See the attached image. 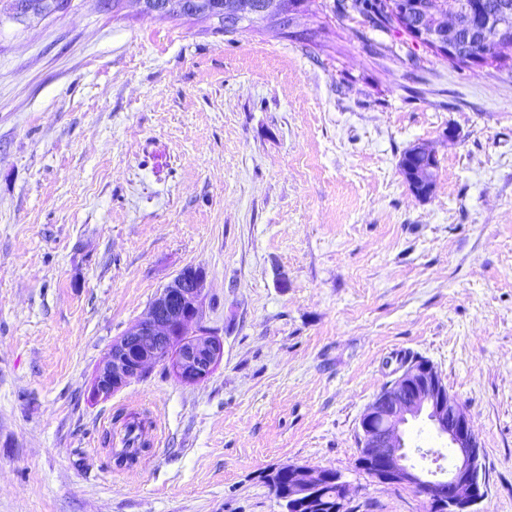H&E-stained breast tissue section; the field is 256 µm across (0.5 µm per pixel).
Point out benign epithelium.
I'll return each mask as SVG.
<instances>
[{
    "instance_id": "benign-epithelium-1",
    "label": "benign epithelium",
    "mask_w": 512,
    "mask_h": 512,
    "mask_svg": "<svg viewBox=\"0 0 512 512\" xmlns=\"http://www.w3.org/2000/svg\"><path fill=\"white\" fill-rule=\"evenodd\" d=\"M456 14L474 21L478 43L496 44L512 33V5L502 3L488 14L476 0H454ZM406 21L419 28L420 39L452 56L457 46V21H447L446 5L433 0L421 18ZM203 275H178L150 304L147 316L113 343L109 355L98 368L93 393L109 398L134 378L144 375L161 352L177 347L167 359L181 380L197 383L207 378L224 355L219 338L199 330L202 320ZM426 415L438 436L448 440L453 464L445 477L425 473L407 463L403 453L404 426ZM358 465L369 468L378 483L394 487L427 490L430 512H474L485 496L481 446L462 404L448 393L438 371L428 362H413L367 405L360 419ZM290 496L316 490L323 482H336L334 512H345L349 485L339 473L329 469L288 466Z\"/></svg>"
}]
</instances>
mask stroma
Listing matches in <instances>:
<instances>
[{"instance_id": "obj_1", "label": "stroma", "mask_w": 512, "mask_h": 512, "mask_svg": "<svg viewBox=\"0 0 512 512\" xmlns=\"http://www.w3.org/2000/svg\"><path fill=\"white\" fill-rule=\"evenodd\" d=\"M245 26L0 14V512H285L262 473L288 464L341 473L349 512H426L356 467L364 409L419 359L480 442L477 512H512V68L456 67L355 0ZM188 266L221 361L95 397ZM120 409L153 420L130 469L104 443ZM405 441L452 463L426 418ZM413 149L423 151L426 154H432L435 157V155L432 152H430L426 148L421 147L419 145H413L406 151H411ZM403 154L400 158V160L402 158L403 159L400 162L399 169H400L402 175L405 177L406 181L408 182L409 187L411 185L412 188H414L417 191V193H422L424 195L427 194V188L424 185H421L419 183V181L414 179V173L422 167H429V168L436 169L437 161L431 155L421 154V153H417V152L406 153L404 155V157H403ZM434 178H435V175L432 178V185H431V188H430L427 196L430 195L433 191L434 184H435Z\"/></svg>"}]
</instances>
